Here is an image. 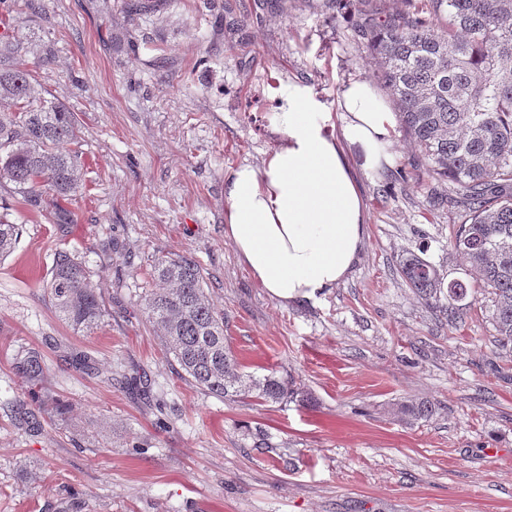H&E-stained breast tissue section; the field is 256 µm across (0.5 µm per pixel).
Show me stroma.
<instances>
[{
	"label": "stroma",
	"instance_id": "1",
	"mask_svg": "<svg viewBox=\"0 0 512 512\" xmlns=\"http://www.w3.org/2000/svg\"><path fill=\"white\" fill-rule=\"evenodd\" d=\"M19 3L0 29L52 44L49 64H23L77 112L84 167L69 224L0 183V215L20 228L0 262V512L74 497L83 512H512V352L489 301L452 323L400 275L411 251L445 281L471 279L451 245L470 212L445 203L448 181L427 176L402 130L378 169L345 149L368 237L318 299L271 298L224 236L226 175L276 144L278 80L309 86L326 112L348 81L377 84L352 14L328 0H160L140 14L126 0ZM58 252L93 272L108 314L92 334L46 295ZM161 254L199 263L246 371L293 376L309 403H229L172 362L140 303ZM23 347L44 356L38 384L13 373ZM77 353L94 372L69 365ZM422 398L430 418L395 415Z\"/></svg>",
	"mask_w": 512,
	"mask_h": 512
}]
</instances>
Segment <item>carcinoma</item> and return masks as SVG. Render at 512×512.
I'll return each instance as SVG.
<instances>
[{"label":"carcinoma","mask_w":512,"mask_h":512,"mask_svg":"<svg viewBox=\"0 0 512 512\" xmlns=\"http://www.w3.org/2000/svg\"><path fill=\"white\" fill-rule=\"evenodd\" d=\"M332 2L360 16L355 33L377 59V77L428 173L451 182L455 198L471 208V223L459 225L452 245L474 285L444 283L435 266L411 252L400 262L403 279L450 321L464 316L478 295H490L497 341L512 349V0H401L394 12L368 11V0ZM30 54L44 65L53 48L0 34V181L11 183L30 209L50 207L54 223L70 224L62 202L81 188L79 120L19 67L18 59ZM18 236V225L0 217V259L12 254ZM153 269L162 287L142 292L144 312L196 386L230 402L306 404L308 392L295 379L242 369L194 260L162 254ZM91 277L84 261L60 253L45 285L60 319L82 335L97 330L107 314ZM13 372L25 384L41 381L40 351L18 353ZM395 411L426 419L436 405L404 400Z\"/></svg>","instance_id":"cac0c4a2"}]
</instances>
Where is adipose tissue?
Instances as JSON below:
<instances>
[{"label":"adipose tissue","instance_id":"ef3b65f1","mask_svg":"<svg viewBox=\"0 0 512 512\" xmlns=\"http://www.w3.org/2000/svg\"><path fill=\"white\" fill-rule=\"evenodd\" d=\"M271 96L278 143L261 164L225 177L224 235L272 298L311 301L347 277L365 242V206L343 147L360 148L365 169L379 168L390 159L394 115L364 80L342 86L334 114L294 81Z\"/></svg>","mask_w":512,"mask_h":512}]
</instances>
